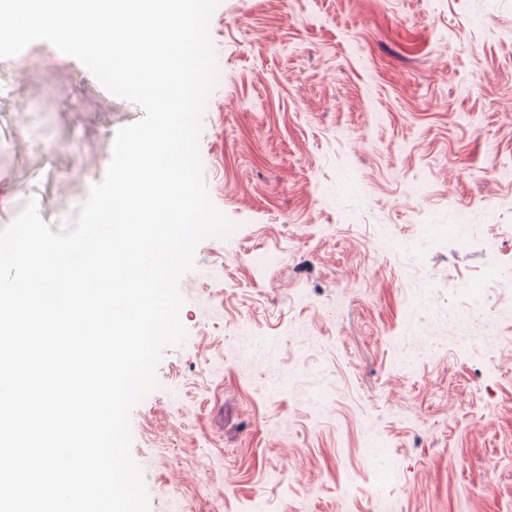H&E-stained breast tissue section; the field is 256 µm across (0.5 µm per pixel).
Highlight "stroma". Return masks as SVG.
<instances>
[{"label": "stroma", "instance_id": "obj_1", "mask_svg": "<svg viewBox=\"0 0 512 512\" xmlns=\"http://www.w3.org/2000/svg\"><path fill=\"white\" fill-rule=\"evenodd\" d=\"M199 153L235 225L180 280L187 336L132 410L150 512H512V0H219ZM143 112L49 45L0 58V229L70 225ZM429 188L425 198L411 186ZM463 222L424 247L438 225ZM495 248L494 246L487 248L489 281L495 286L502 285L504 281L512 283V262L502 260Z\"/></svg>", "mask_w": 512, "mask_h": 512}]
</instances>
